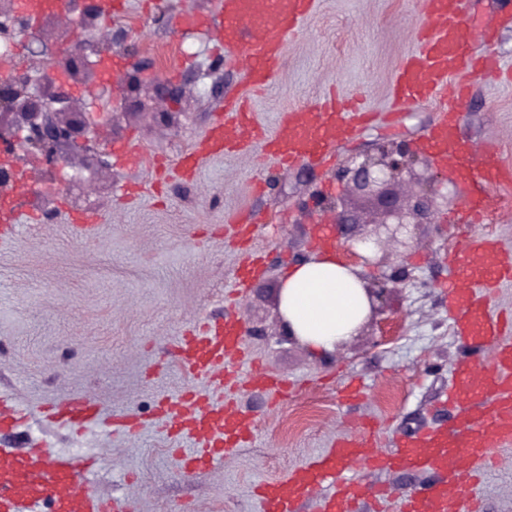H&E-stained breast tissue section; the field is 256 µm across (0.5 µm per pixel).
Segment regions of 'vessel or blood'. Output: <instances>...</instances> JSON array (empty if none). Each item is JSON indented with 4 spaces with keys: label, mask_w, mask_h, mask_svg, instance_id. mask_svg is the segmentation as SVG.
Returning <instances> with one entry per match:
<instances>
[{
    "label": "vessel or blood",
    "mask_w": 512,
    "mask_h": 512,
    "mask_svg": "<svg viewBox=\"0 0 512 512\" xmlns=\"http://www.w3.org/2000/svg\"><path fill=\"white\" fill-rule=\"evenodd\" d=\"M314 0H216L215 16L224 41L226 61L243 64L249 84L259 89L276 73L287 41L299 34ZM425 20L417 46L399 65L392 85L394 103L440 97L443 111L428 134V148L440 159H452L467 186L466 214L480 222L497 200L494 190L512 185V166L494 148L475 151L460 132L462 115L456 109L467 88L451 85L452 76L480 75L497 69L495 54L477 58L469 47L476 33L462 13V0H426ZM371 119L369 112L338 105L328 99L315 107L283 113L264 137L268 152L282 165L322 158ZM246 101L236 98L224 117L206 132L202 148L185 155L183 171L198 168L203 155L228 153L239 146L237 132L253 130ZM36 210H20L0 202V240L11 241L23 221H37ZM446 259L455 278L447 285L448 316L455 335L471 351L452 367L445 402L447 423L406 436L397 449L379 446L375 428L364 425L356 435L342 437L318 456L294 466L278 480L259 485L260 512H296L298 499L311 488L326 489L324 512H360L366 487L345 474L348 462L365 471H440L448 481L401 497L397 512H480L473 493L475 481L495 451L512 445V316L492 312L489 299L496 288L512 282V251L492 236L474 233L470 244L448 250ZM240 329L232 319L203 322L181 336V367L195 376L223 381L235 372L234 357ZM490 353L484 368L478 354ZM179 416V437L195 442L185 465L195 471L219 467L225 453L234 451L253 422L234 404L203 403L193 390L168 403ZM43 418L72 430L99 419L95 401L75 393L42 409ZM94 459L73 453L52 456L0 447V512H121L118 501L102 496L90 477Z\"/></svg>",
    "instance_id": "b4317fda"
}]
</instances>
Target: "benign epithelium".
<instances>
[{
    "label": "benign epithelium",
    "mask_w": 512,
    "mask_h": 512,
    "mask_svg": "<svg viewBox=\"0 0 512 512\" xmlns=\"http://www.w3.org/2000/svg\"><path fill=\"white\" fill-rule=\"evenodd\" d=\"M67 5L69 11L81 14L87 30L100 27L105 19L100 0H67ZM19 37L38 45L39 51L28 65L0 75V194L16 190L13 166L20 150L37 156L40 167L60 187L75 183L84 172L91 179L111 180L110 141L101 136V130L112 129V113H106L101 122L93 118V110L112 93V87L98 83L99 44L82 41L68 56L60 57L51 47L73 41L69 29L43 20L37 23L18 11L14 0H0V42L5 45L0 53L1 64L12 62L11 45ZM58 70L64 73L62 79L51 84L42 82L43 75ZM74 85L88 88L90 94L75 96L71 91ZM184 93L185 86L162 78L152 87L153 98L158 100ZM409 173L410 153L399 143L381 144L376 154L356 158L336 173L351 185L352 191L370 199L379 214L373 222L374 230L349 237L353 264L373 273L365 285L373 310L378 302L387 299L395 284L407 278L400 268L384 272L389 255L383 238L396 240L412 226L435 223L439 200L448 199L442 192L443 179L436 174L429 175L420 190L400 194L399 186ZM321 208L333 211L338 230L366 225L335 204L323 203Z\"/></svg>",
    "instance_id": "7a95c632"
}]
</instances>
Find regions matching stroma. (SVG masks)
I'll return each mask as SVG.
<instances>
[{"label": "stroma", "mask_w": 512, "mask_h": 512, "mask_svg": "<svg viewBox=\"0 0 512 512\" xmlns=\"http://www.w3.org/2000/svg\"><path fill=\"white\" fill-rule=\"evenodd\" d=\"M162 0H128L117 24L133 27L141 51L157 60L144 82L164 76L192 92L176 100L147 102L143 114L117 110L113 145L136 144L140 168L112 165V188L84 179L57 192L54 222L23 225L15 244L0 245V395L22 408L0 445L97 455L92 482L130 512H258L257 484L284 476L328 448L355 422H381L384 448L401 434L434 425L437 402L447 392L453 363L466 353L448 318L441 284L454 278L445 256L465 238L467 188L423 149L438 110L431 104L394 106L390 87L401 60L415 48L423 0H314L301 33L288 41L278 72L259 93L247 85L244 66H208L223 50L209 19L214 0H173L166 22L156 23ZM206 22L185 27L186 15ZM493 47L505 76L463 75L470 87L461 107V133L475 147L491 146L512 164V21L500 24ZM359 99L375 112L373 125L344 141L334 162L307 160L279 169L262 143L205 158L194 177L176 169L215 122L227 99L250 98L253 116L273 130L282 112L317 102L328 91ZM404 141L416 156L413 188L433 172L448 177V200L435 225L422 226L418 242L398 249L405 287L392 291L385 310L369 317L330 357L313 356L284 336L277 298L284 272L309 256L317 225L299 203L316 197L356 212L375 208L359 199L335 173L352 157L388 141ZM264 178L275 189L255 193ZM102 215L88 237L71 227V213ZM255 227L254 250L262 270L226 308L241 250L224 236L232 219ZM232 315L242 328L246 361L305 384L301 396L272 403L254 386L240 385L239 402L255 421L253 432L219 470L190 473L182 457L192 444L172 438L154 408L189 387L213 401L223 389L179 368L180 336L203 318ZM74 392L97 400L104 414L124 413L139 428L80 434L43 422L38 409ZM476 487L482 512H512V446Z\"/></svg>", "instance_id": "35a3bbf8"}]
</instances>
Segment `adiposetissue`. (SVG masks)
<instances>
[{"mask_svg": "<svg viewBox=\"0 0 512 512\" xmlns=\"http://www.w3.org/2000/svg\"><path fill=\"white\" fill-rule=\"evenodd\" d=\"M370 301L358 267L330 245L291 265L281 282L279 315L287 329L319 356L331 353L366 320Z\"/></svg>", "mask_w": 512, "mask_h": 512, "instance_id": "1", "label": "adipose tissue"}]
</instances>
